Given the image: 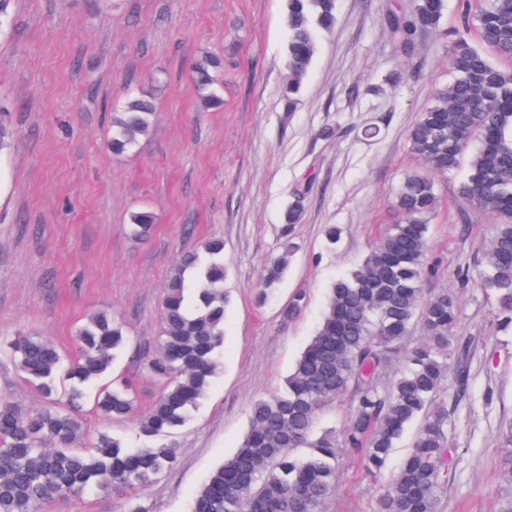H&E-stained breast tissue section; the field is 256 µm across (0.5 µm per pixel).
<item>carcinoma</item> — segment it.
I'll return each mask as SVG.
<instances>
[{
  "label": "carcinoma",
  "instance_id": "carcinoma-1",
  "mask_svg": "<svg viewBox=\"0 0 512 512\" xmlns=\"http://www.w3.org/2000/svg\"><path fill=\"white\" fill-rule=\"evenodd\" d=\"M288 43L282 97L293 106L319 48L320 35L336 23V0H286ZM445 0H416L410 16L393 15L388 27L399 50L410 55L416 34L439 26ZM460 33L449 55L453 78L436 89L434 104L420 113L408 134L410 151L425 164L403 178L395 207L403 220L381 234L362 265L336 279L326 311L288 376L284 389L254 403L243 442L210 474L191 512H320L339 482L344 453L377 485L375 512H439L448 474L459 462L450 440L448 404L437 395L457 364V382L470 376V342L452 335L458 299L446 288L422 299L424 282L436 275L429 262V220L441 201L434 173L456 170L471 153L459 194L475 211L495 217L487 270L476 286L493 299L503 330L512 329V0H461ZM476 30L479 43L470 38ZM220 60L195 62L194 82L207 103L220 102L210 87ZM152 100L131 97L112 118L108 146L123 153L149 133ZM309 189L293 192L287 225L299 222ZM132 232L145 236L153 215H131ZM276 260L262 274L261 288L283 275ZM224 242L206 240L184 254L164 286L161 332L155 349L144 350L145 369L163 389L140 420L145 437H164L183 425L219 368L224 343ZM425 335L388 384L381 372L401 351L413 326ZM78 355L66 362L41 336H19L10 348L16 367L48 397L57 382L73 383L70 405L30 413L0 403V512H40L46 502L86 490L125 492L149 484L171 467L176 448H133L100 434L89 449L72 447L81 422L71 404L95 383L126 346L120 326L97 313L77 332ZM352 407L343 427L316 431L323 407L344 395ZM95 410L108 420L134 413L124 387L99 393ZM421 420L411 448L396 471L381 481L397 442Z\"/></svg>",
  "mask_w": 512,
  "mask_h": 512
}]
</instances>
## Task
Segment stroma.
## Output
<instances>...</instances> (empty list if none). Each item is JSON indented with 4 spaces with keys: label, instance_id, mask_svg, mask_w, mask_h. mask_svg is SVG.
Returning <instances> with one entry per match:
<instances>
[{
    "label": "stroma",
    "instance_id": "1",
    "mask_svg": "<svg viewBox=\"0 0 512 512\" xmlns=\"http://www.w3.org/2000/svg\"><path fill=\"white\" fill-rule=\"evenodd\" d=\"M415 0H337L336 24L318 53L294 108L280 96L285 70V0H10L0 17V400L36 413L50 402L15 368L7 344L35 334L64 358L96 312L111 314L128 338L114 361L129 380L136 414L103 421L94 388L81 401L84 441L106 432L151 446L138 417L161 391L140 351L160 335L163 286L184 252L224 241L228 299L220 367L209 388L170 436L175 464L135 495L148 512H189L211 472L240 446L252 404L282 389L319 326L328 290L354 270L388 225L405 174L422 169L407 135L448 83V53L460 0H446L437 31L420 33L413 55L396 52L391 14L410 15ZM220 59L215 92L204 105L192 65ZM131 96L154 99L149 134L124 154L107 146L112 107ZM334 129L331 138L323 129ZM459 167L435 174L441 206L429 224L438 274L426 291L459 299L456 335L469 339L470 379L457 398L454 376L442 397L457 401L451 437L460 453L441 496V512H496L512 423V333L475 285L485 269L494 218L460 221ZM309 186L300 223L284 213L295 188ZM151 212L147 236L134 237L131 213ZM341 235L329 244L325 231ZM294 250L288 273L258 298L264 267ZM467 272L470 285L458 274ZM301 311L282 316L293 294ZM376 487L346 469L321 512H375ZM109 491L52 500L40 512H126Z\"/></svg>",
    "mask_w": 512,
    "mask_h": 512
}]
</instances>
